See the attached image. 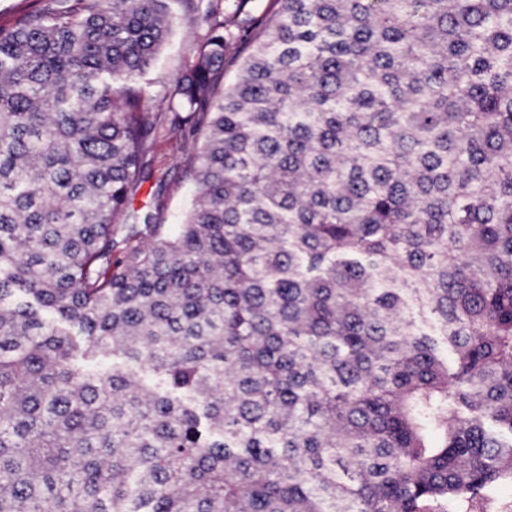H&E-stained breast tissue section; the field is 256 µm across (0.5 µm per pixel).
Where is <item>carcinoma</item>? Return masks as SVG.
I'll use <instances>...</instances> for the list:
<instances>
[{"instance_id":"1","label":"carcinoma","mask_w":512,"mask_h":512,"mask_svg":"<svg viewBox=\"0 0 512 512\" xmlns=\"http://www.w3.org/2000/svg\"><path fill=\"white\" fill-rule=\"evenodd\" d=\"M173 1L203 44L148 112ZM273 2L0 24V512L512 485V0ZM167 131L197 186L173 232L127 210Z\"/></svg>"}]
</instances>
